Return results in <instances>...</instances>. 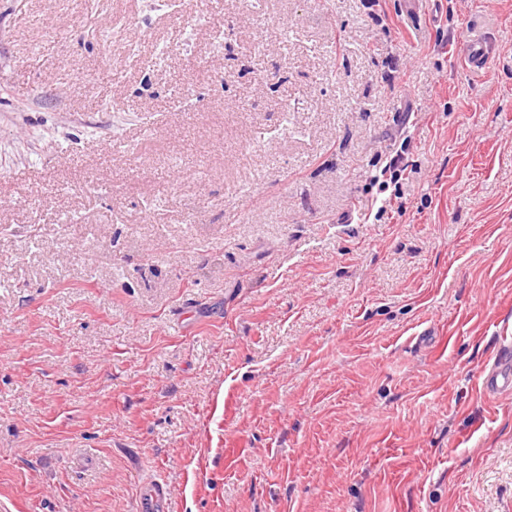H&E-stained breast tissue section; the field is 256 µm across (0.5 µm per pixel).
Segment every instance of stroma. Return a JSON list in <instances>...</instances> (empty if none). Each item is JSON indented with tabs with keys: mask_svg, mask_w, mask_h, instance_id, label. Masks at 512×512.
<instances>
[{
	"mask_svg": "<svg viewBox=\"0 0 512 512\" xmlns=\"http://www.w3.org/2000/svg\"><path fill=\"white\" fill-rule=\"evenodd\" d=\"M384 10L0 0L12 512H512V0ZM461 49L472 69L481 70L489 64L491 47L485 38L466 37ZM484 388L494 394H508L512 390V350L498 352L482 376ZM170 501V492L160 477H150L143 482L136 496V512H166Z\"/></svg>",
	"mask_w": 512,
	"mask_h": 512,
	"instance_id": "35a3bbf8",
	"label": "stroma"
}]
</instances>
